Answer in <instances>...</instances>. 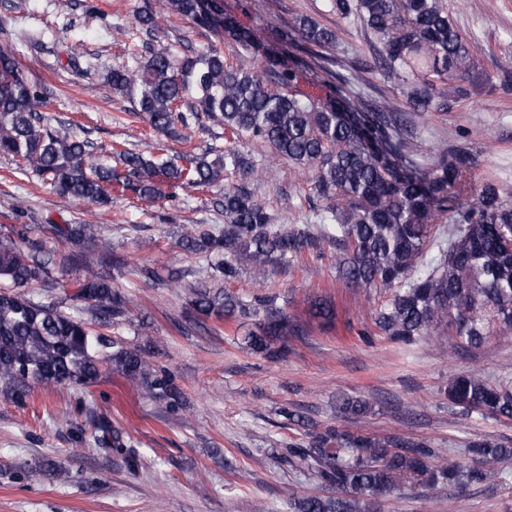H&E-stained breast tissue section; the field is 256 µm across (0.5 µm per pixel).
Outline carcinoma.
I'll return each mask as SVG.
<instances>
[{"instance_id": "cac0c4a2", "label": "carcinoma", "mask_w": 512, "mask_h": 512, "mask_svg": "<svg viewBox=\"0 0 512 512\" xmlns=\"http://www.w3.org/2000/svg\"><path fill=\"white\" fill-rule=\"evenodd\" d=\"M173 14L234 41V65L211 47L181 55L169 48L130 60L107 76L159 134L188 128L204 114L224 126L234 145L192 156L187 151L147 156L112 145L114 163L96 156L90 142L66 129L44 125L37 110L42 95L19 69L12 53L0 51V154L23 172H34L57 192L108 207L112 191L155 201L178 189L224 187V224L181 239L193 255L222 257L226 287L192 291V313L215 316L226 326L253 321L246 346L268 358L284 355L288 339L300 338L312 320L331 326L336 307L311 300L306 318L288 312L279 294L260 290L245 299L227 288L241 271L255 281L269 267L289 266L307 253L335 249L339 278L350 288L391 292L374 316L379 335L409 347L424 336H447L451 349L477 347L495 326L512 334V201L496 181L486 180L476 200L460 202L475 160L462 146L423 151L415 141V118L448 108L445 88L475 65L478 47L448 17L442 0H326L336 14L357 17L372 38L387 74L407 86L404 110L378 100L370 85L338 51L336 33L301 16L278 40L297 51L280 60L265 51L222 0H162ZM156 29L151 11L135 14L120 34L140 35L150 45ZM328 88L333 97L315 93ZM256 141L273 156L310 170L314 189L330 204L314 224H273L265 207L227 176L257 173L236 144ZM450 216V226L438 220ZM55 237L87 245L62 263L83 271L69 292L55 276V262L25 233L0 238V393L22 401L34 386H81L112 372L152 397L167 413L186 410L173 378L148 354L121 342L107 343L93 328L126 319L137 297L114 286L102 268L121 274L126 259L110 242L87 234L86 224H50ZM39 288L35 299L22 292ZM448 403L463 411L512 420V383L461 374L448 382ZM339 412L363 418L369 401L344 394ZM299 438L272 449L271 458L337 490L306 496L293 512H379V501L401 485L438 493L495 480L512 448L495 440L467 442L474 465L440 460L427 442L392 435L376 438L336 424L317 426L300 411L283 410ZM96 445L134 468L140 452L127 432L108 420L95 424Z\"/></svg>"}]
</instances>
